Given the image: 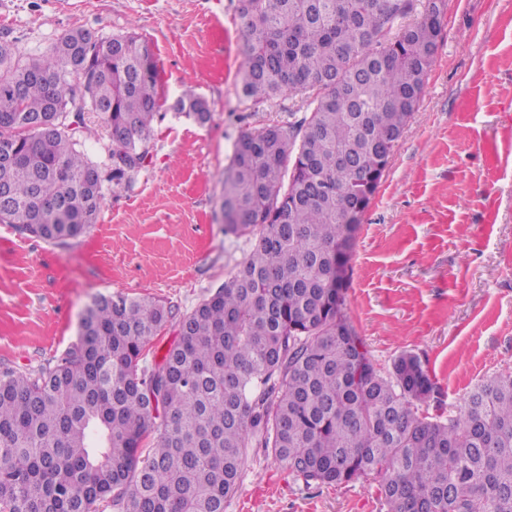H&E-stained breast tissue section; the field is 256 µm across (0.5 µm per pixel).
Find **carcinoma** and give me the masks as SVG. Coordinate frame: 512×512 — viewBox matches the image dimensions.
I'll return each instance as SVG.
<instances>
[{
    "mask_svg": "<svg viewBox=\"0 0 512 512\" xmlns=\"http://www.w3.org/2000/svg\"><path fill=\"white\" fill-rule=\"evenodd\" d=\"M238 0L242 98L308 94L306 115L240 134L224 233L252 235L224 285L173 322L152 297L97 295L56 364L0 371V512H224L253 448L306 486L377 483L386 512H512V372L448 419L413 353L384 373L346 314L350 207L365 214L418 109L446 0ZM150 45L73 28L38 56L0 43V224L64 246L148 156ZM173 110L199 124L208 101ZM94 113L108 163L80 133Z\"/></svg>",
    "mask_w": 512,
    "mask_h": 512,
    "instance_id": "1",
    "label": "carcinoma"
}]
</instances>
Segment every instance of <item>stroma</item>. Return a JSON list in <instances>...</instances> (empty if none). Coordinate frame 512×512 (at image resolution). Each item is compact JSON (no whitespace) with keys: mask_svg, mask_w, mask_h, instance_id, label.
<instances>
[{"mask_svg":"<svg viewBox=\"0 0 512 512\" xmlns=\"http://www.w3.org/2000/svg\"><path fill=\"white\" fill-rule=\"evenodd\" d=\"M238 0H0V43L36 56L65 31L135 30L152 47L163 118L149 156L97 223L56 246L0 224V368L55 363L93 297L151 296L176 314L223 285L254 239L224 232L223 175L247 130L301 118L288 92L243 101ZM205 125L171 111L185 86ZM347 315L372 358L426 361V412L458 415L478 384L512 372V0H447L418 110L355 233ZM224 512H386L374 484L308 487L251 451Z\"/></svg>","mask_w":512,"mask_h":512,"instance_id":"stroma-1","label":"stroma"}]
</instances>
